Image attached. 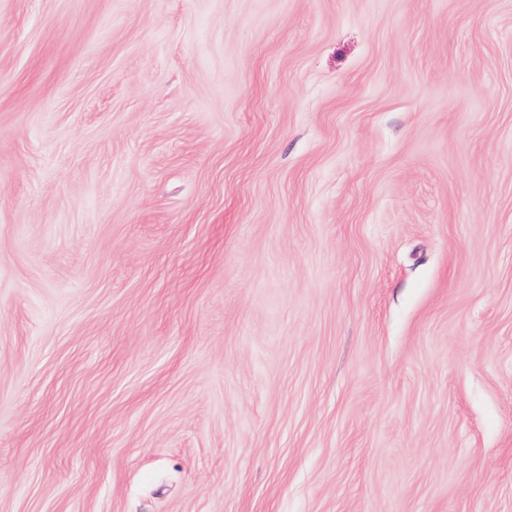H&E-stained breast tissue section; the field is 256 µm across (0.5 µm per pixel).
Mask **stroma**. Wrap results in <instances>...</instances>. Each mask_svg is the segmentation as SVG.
I'll return each mask as SVG.
<instances>
[{"label":"stroma","instance_id":"stroma-1","mask_svg":"<svg viewBox=\"0 0 512 512\" xmlns=\"http://www.w3.org/2000/svg\"><path fill=\"white\" fill-rule=\"evenodd\" d=\"M0 512H512V0H0Z\"/></svg>","mask_w":512,"mask_h":512}]
</instances>
